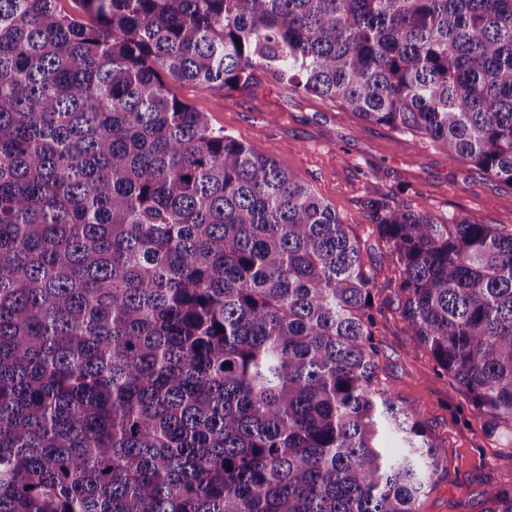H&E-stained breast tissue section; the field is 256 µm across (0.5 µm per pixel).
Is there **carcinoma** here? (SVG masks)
I'll use <instances>...</instances> for the list:
<instances>
[{"label": "carcinoma", "instance_id": "carcinoma-1", "mask_svg": "<svg viewBox=\"0 0 512 512\" xmlns=\"http://www.w3.org/2000/svg\"><path fill=\"white\" fill-rule=\"evenodd\" d=\"M74 2L0 0V512H421L447 451L378 376L376 300L511 429L512 232L370 198L381 283L166 79L262 71L512 185V0Z\"/></svg>", "mask_w": 512, "mask_h": 512}]
</instances>
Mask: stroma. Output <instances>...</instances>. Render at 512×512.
<instances>
[{
	"mask_svg": "<svg viewBox=\"0 0 512 512\" xmlns=\"http://www.w3.org/2000/svg\"><path fill=\"white\" fill-rule=\"evenodd\" d=\"M171 94L206 113L210 123L308 182L356 232L378 268L395 274L378 248L363 203L384 193L440 218L474 213L512 231V185L450 163L425 138L363 123L330 102L287 95L266 75L248 91H207L173 82ZM378 375L403 403L422 412L448 463L424 498L422 512H480L486 489L512 484V433L488 434L465 394L440 375L425 349L413 347L398 314L379 328Z\"/></svg>",
	"mask_w": 512,
	"mask_h": 512,
	"instance_id": "obj_1",
	"label": "stroma"
}]
</instances>
